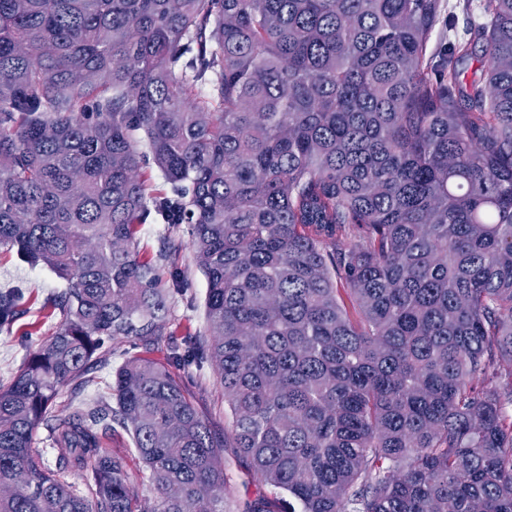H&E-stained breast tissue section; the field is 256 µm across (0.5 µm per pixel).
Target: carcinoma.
Wrapping results in <instances>:
<instances>
[{"label":"carcinoma","instance_id":"cac0c4a2","mask_svg":"<svg viewBox=\"0 0 512 512\" xmlns=\"http://www.w3.org/2000/svg\"><path fill=\"white\" fill-rule=\"evenodd\" d=\"M464 8L461 40L440 0H0V249L68 283L0 385V512H227L223 448L234 512H512V0ZM151 220L189 225L204 334L168 329L182 245L140 255ZM23 306L0 291L1 332ZM161 336L114 405L49 414ZM203 362L222 434L169 371ZM442 6V13L444 15H448V5L453 6L457 15H458V23L456 33L459 37L469 38L465 33L467 26L474 25L475 23H479L482 19L479 18V13L474 11V13H466L462 10L460 3H463V0H440ZM138 343L134 338H120L108 344L104 352L96 356V363L88 373L92 381L81 387L65 386L57 405L80 408L84 411L106 403L114 405L109 388V385H112V374L126 358L140 354L142 348ZM62 406H54L52 411L56 414ZM116 433L112 436V441H106V450L112 456L118 455L125 458L128 468L138 476V486L140 491L146 495H152L149 491V472L143 469L135 452L131 448L129 437L119 426L114 425Z\"/></svg>","mask_w":512,"mask_h":512}]
</instances>
